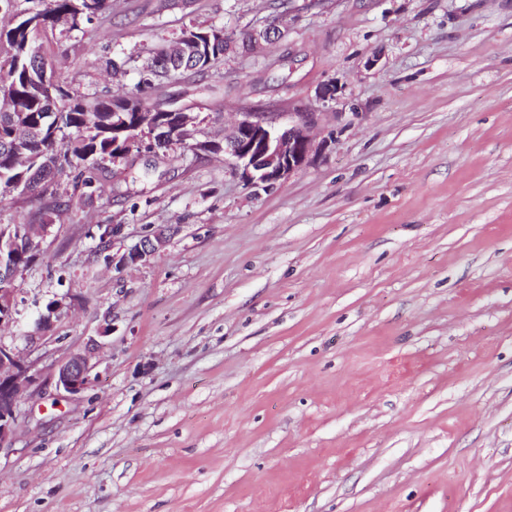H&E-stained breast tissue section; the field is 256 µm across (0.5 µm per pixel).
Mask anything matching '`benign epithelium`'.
Returning a JSON list of instances; mask_svg holds the SVG:
<instances>
[{
    "instance_id": "benign-epithelium-1",
    "label": "benign epithelium",
    "mask_w": 512,
    "mask_h": 512,
    "mask_svg": "<svg viewBox=\"0 0 512 512\" xmlns=\"http://www.w3.org/2000/svg\"><path fill=\"white\" fill-rule=\"evenodd\" d=\"M172 123L161 127L151 126L148 138L151 149L159 151L174 143L186 144L197 125L198 116L182 108L166 110ZM294 121L288 128L279 130L260 112H246L235 124L224 142H211L209 149L219 146L243 177L266 186L286 180L305 168L318 145L311 135L318 113L293 112ZM48 224H3L0 226V273L8 271L7 279L0 280V325L15 322L16 277L25 267L13 263L19 252L40 253L42 242L49 234ZM161 234L145 237L141 243L122 255L118 265L126 266L144 262L162 244ZM47 313L40 315L36 329L50 331L52 318L60 317L70 308L65 299L48 303ZM96 366L95 349L88 348L72 353L57 364L54 371L56 388L68 393L85 389L90 383V373ZM40 387V375L34 365L13 349L0 343V446L13 435L20 414V404L25 396Z\"/></svg>"
}]
</instances>
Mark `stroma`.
Instances as JSON below:
<instances>
[{"mask_svg":"<svg viewBox=\"0 0 512 512\" xmlns=\"http://www.w3.org/2000/svg\"><path fill=\"white\" fill-rule=\"evenodd\" d=\"M208 27L223 61L145 93L199 115L195 147L133 153L91 195L61 177L57 211L0 196V224L51 226L0 329L42 374L0 512H512V0H110L37 43L75 93L115 95ZM306 108L320 148L273 188L199 148ZM92 341L90 385L56 389ZM163 243L164 238L159 233L154 234L153 238L146 236L137 247L131 249L128 253L123 254L117 264L119 266H126L129 264L144 262Z\"/></svg>","mask_w":512,"mask_h":512,"instance_id":"stroma-1","label":"stroma"}]
</instances>
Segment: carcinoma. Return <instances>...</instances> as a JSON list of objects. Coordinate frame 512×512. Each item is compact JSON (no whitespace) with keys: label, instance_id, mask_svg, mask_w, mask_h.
I'll list each match as a JSON object with an SVG mask.
<instances>
[{"label":"carcinoma","instance_id":"cac0c4a2","mask_svg":"<svg viewBox=\"0 0 512 512\" xmlns=\"http://www.w3.org/2000/svg\"><path fill=\"white\" fill-rule=\"evenodd\" d=\"M108 0H0V15L13 23L0 27V48L9 55L0 64V93L12 99V111L0 112V194L40 189L61 176L63 163L81 171L80 187L94 193L99 179L94 172L112 159V148L135 143L140 138L126 113L147 106L138 95L87 100L71 93L59 79L51 92L43 87L45 58L35 47L38 33L64 25L76 29L90 23L107 8ZM198 62L183 65L161 55L152 58L151 76L171 79L188 70L202 71L224 55V38L218 29L194 30Z\"/></svg>","mask_w":512,"mask_h":512}]
</instances>
